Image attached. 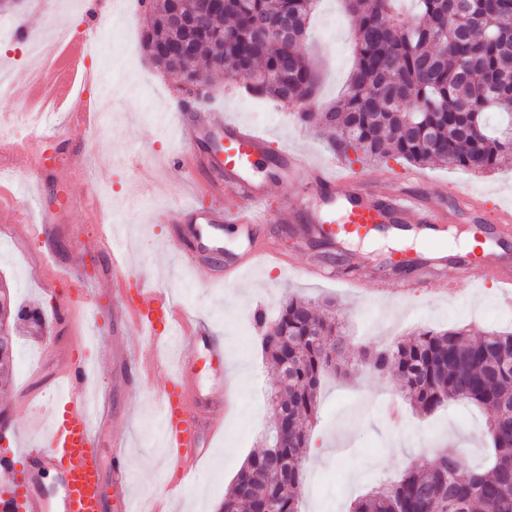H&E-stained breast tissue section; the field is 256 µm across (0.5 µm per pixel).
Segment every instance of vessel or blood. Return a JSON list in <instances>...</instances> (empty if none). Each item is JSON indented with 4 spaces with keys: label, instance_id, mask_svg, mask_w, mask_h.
Returning a JSON list of instances; mask_svg holds the SVG:
<instances>
[{
    "label": "vessel or blood",
    "instance_id": "vessel-or-blood-1",
    "mask_svg": "<svg viewBox=\"0 0 512 512\" xmlns=\"http://www.w3.org/2000/svg\"><path fill=\"white\" fill-rule=\"evenodd\" d=\"M88 51L86 43L61 40L60 53L65 68L56 80L48 82L45 102L49 111L72 113L80 129L91 127V117L98 110L96 100L87 88L95 82L81 61ZM178 132L186 145L173 158L175 166H200L211 173L207 185L214 196L233 190L241 196L245 207L232 203L199 209L183 203L171 204L165 217L173 223L172 239L185 262L196 264V251L224 253L225 226H233L238 250L224 253L227 271L239 270L243 262H251L261 254H274V247L256 243V230L266 217L269 189L267 182L255 179L254 173L269 152V143L262 133L226 119L223 111L213 109L204 116L181 118ZM283 168L289 177L306 180L307 190L298 207H283L278 220L295 225L299 237H306L312 224L342 239L364 240L385 231L388 225L405 223L412 206L399 204L388 210L377 201L376 191L367 185H355L345 172H332L316 167L301 155L282 154ZM422 221L430 241L444 244L448 230L443 227V214L436 201L422 205ZM65 210L61 203L51 201L42 209L37 230L45 253L56 249V226ZM194 227L195 248L184 243V224ZM465 248L469 269L483 271L498 267L497 281L504 294L512 293V272L504 270V257L492 249L495 231L482 222L468 228ZM118 293L122 303L116 316L132 313L124 344L112 353L122 363L128 376L140 374L147 359L141 351L143 340H159L171 327H181L184 352L173 367L167 368L169 387L162 394V421L174 460L184 474H195L211 449L213 439L224 423V417L235 403V395L224 382V344L205 324L189 326L186 314L172 306L160 290L131 285L122 278ZM211 351L216 366L210 390H203L194 376L195 358L199 350ZM88 368L82 358L67 354L57 371L64 383L56 410L51 415L46 445L39 452L17 456H0V472L13 476V487L0 491V512H103V462L96 432L88 426L89 417L106 422L109 408L99 400L95 412H88L85 385ZM222 391L221 400H214L215 391ZM126 452L116 447L113 452L112 487L125 494L130 474L124 463ZM55 471L58 480L53 493H46L40 483L44 471Z\"/></svg>",
    "mask_w": 512,
    "mask_h": 512
}]
</instances>
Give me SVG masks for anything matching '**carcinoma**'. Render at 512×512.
<instances>
[{"mask_svg": "<svg viewBox=\"0 0 512 512\" xmlns=\"http://www.w3.org/2000/svg\"><path fill=\"white\" fill-rule=\"evenodd\" d=\"M147 17L144 52L162 73L177 77L180 98L207 82L209 72L247 79L248 93L283 104L313 98L317 77L303 44L318 0H222L200 19L195 0H139ZM396 0H346L355 19L356 60L340 103L325 112H297L300 125L334 132L336 154L386 166L391 160L418 168L443 165L484 174L512 162V0H471L456 14L451 0H417L412 20ZM186 17L180 28L173 14ZM288 20V33L267 26ZM196 94V93H194ZM196 99L204 96L196 94ZM508 121L490 126L494 115ZM265 327L261 347L278 370L270 401L274 420L288 419V435L273 426L265 448L249 456L224 495L220 512H301L296 489L316 421L318 391L327 373H340L346 330L333 302L316 304L288 295ZM0 332L11 337L0 350V379L8 381L16 338L44 336L48 321L38 309L17 306L0 289ZM374 374L397 377L402 398L422 414L450 402H469L486 414L491 439L487 464L463 471L455 454L441 452L431 467L409 468L357 498L350 512H512V331L472 338L469 329L423 330L389 344L361 349Z\"/></svg>", "mask_w": 512, "mask_h": 512, "instance_id": "carcinoma-1", "label": "carcinoma"}]
</instances>
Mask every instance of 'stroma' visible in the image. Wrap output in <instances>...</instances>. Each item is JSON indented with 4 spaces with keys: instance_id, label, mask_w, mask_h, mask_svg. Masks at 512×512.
<instances>
[{
    "instance_id": "obj_1",
    "label": "stroma",
    "mask_w": 512,
    "mask_h": 512,
    "mask_svg": "<svg viewBox=\"0 0 512 512\" xmlns=\"http://www.w3.org/2000/svg\"><path fill=\"white\" fill-rule=\"evenodd\" d=\"M60 9L38 13L34 0H22L12 16L33 35L69 34L79 38L95 33L108 47L101 80L108 90L100 95V112L94 129L79 134L68 145L49 140L44 144L50 168L62 173L61 182L43 179L26 154L0 147V169L7 186L0 196V282L7 284L18 304L40 308L52 316L62 299L76 303L69 319L56 324L53 333L18 339V357L11 381L0 385V405L13 417L15 445L38 449L47 428L43 406L57 383L60 350L78 352L93 369L95 394L109 393L112 423L101 434L104 461L112 459V443H125L131 474V512H218L224 492L247 456L260 447L273 422L269 410L270 388L276 370L266 363L258 331L252 319L256 307H264L268 319H276L283 297L295 294L320 301L333 299L350 326L347 356L353 365L343 376L327 377L319 393L318 420L311 432L312 455L304 468L300 508L302 512H349L350 505L379 483L399 476L407 467L431 464L428 444L463 456L467 466L482 463L490 440L484 413L471 405L453 403L428 416L402 406L397 419L386 415L389 402L398 398L394 376L370 373L359 354L362 346L380 345L422 329L443 330L467 325L472 335L490 329L512 327V297L496 284L475 273L459 297H429L402 287L403 277L393 270L375 271V280L360 294L349 293L342 274L327 269L320 279L307 277L305 263L316 259L304 240L284 233L282 224L268 220L260 233L277 240L280 251L292 259L281 266L271 256L254 261L232 285L218 282L224 271L216 259L197 267L185 265L171 244L170 226L160 214L174 201L200 208L213 205L203 184V170L170 168L169 156L181 153L173 113L176 98L171 84L141 48L143 19L133 12L128 25L93 21L84 9L73 10L75 30L60 27ZM354 21L342 0H321L302 51L318 73L314 99L317 110L336 104L354 65ZM18 75L14 95L0 100V114L19 113L30 106L34 89L23 49L0 45V66ZM207 107L222 109L232 120L266 130L272 155L290 148L309 162L328 166L333 159L329 132L302 127L288 107L241 95L244 78L209 74ZM139 148L150 164L155 180L153 193L141 198L126 165L131 148ZM347 171L384 181L382 197L399 200L407 194L436 193L450 232L464 234L472 221L492 224L496 210L512 205V166L474 175L462 169H427V182L414 183V167L403 162L377 167L361 162L347 164ZM59 193L68 200V217L57 230L54 258L42 259L38 243L23 238L20 226L38 221L42 197ZM121 247L123 269L130 281L164 283L176 306L207 321L224 343V368L238 397L207 460L195 478L181 484L180 471L156 435L157 399L167 385L164 373L152 369L142 377L119 385L120 371L104 348L119 345L121 330L112 319V255L107 246ZM79 267L96 280L99 300L93 307L80 305L83 283H60L64 270Z\"/></svg>"
}]
</instances>
